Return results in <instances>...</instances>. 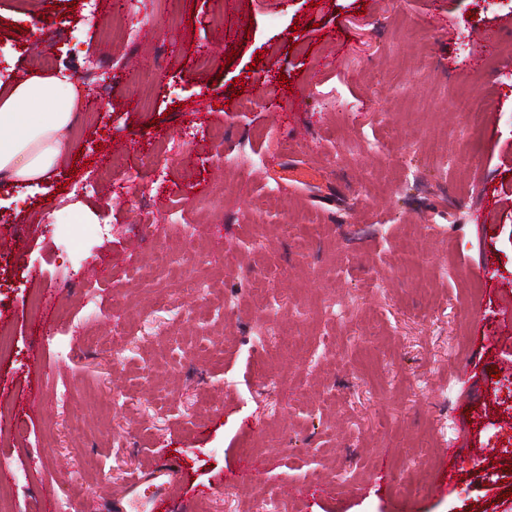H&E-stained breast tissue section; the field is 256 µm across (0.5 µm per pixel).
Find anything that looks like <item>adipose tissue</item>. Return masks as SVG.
I'll use <instances>...</instances> for the list:
<instances>
[{
  "label": "adipose tissue",
  "mask_w": 512,
  "mask_h": 512,
  "mask_svg": "<svg viewBox=\"0 0 512 512\" xmlns=\"http://www.w3.org/2000/svg\"><path fill=\"white\" fill-rule=\"evenodd\" d=\"M78 89L70 80L36 73L0 92V178L33 184L70 153Z\"/></svg>",
  "instance_id": "obj_1"
}]
</instances>
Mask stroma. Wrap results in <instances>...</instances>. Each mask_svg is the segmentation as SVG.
Returning <instances> with one entry per match:
<instances>
[{
  "label": "stroma",
  "instance_id": "1",
  "mask_svg": "<svg viewBox=\"0 0 512 512\" xmlns=\"http://www.w3.org/2000/svg\"><path fill=\"white\" fill-rule=\"evenodd\" d=\"M69 2L0 0V88L41 38L85 95L73 155L0 184L9 512H113L171 453L170 512H503L512 338L474 334L512 324V0H143L121 23ZM314 473L333 494L284 496Z\"/></svg>",
  "mask_w": 512,
  "mask_h": 512
}]
</instances>
